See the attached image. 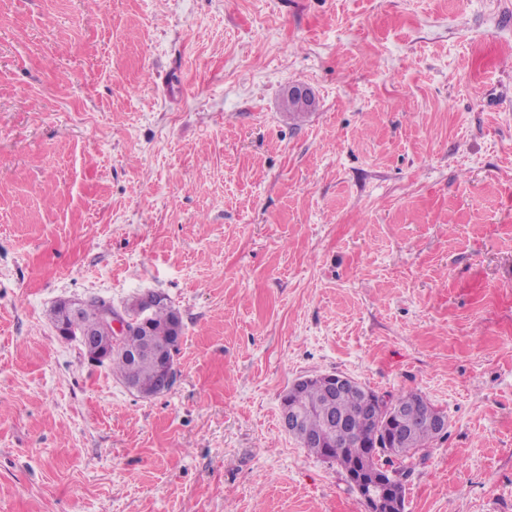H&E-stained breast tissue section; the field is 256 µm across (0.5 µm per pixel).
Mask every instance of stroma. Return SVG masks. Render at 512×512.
<instances>
[{"label": "stroma", "instance_id": "obj_1", "mask_svg": "<svg viewBox=\"0 0 512 512\" xmlns=\"http://www.w3.org/2000/svg\"><path fill=\"white\" fill-rule=\"evenodd\" d=\"M151 292L144 398L51 312ZM325 373L447 415L405 512H512V0H0V512H365ZM286 112L298 115L300 112H306L301 109H312L315 104V97L311 90L305 85H294L288 89Z\"/></svg>", "mask_w": 512, "mask_h": 512}]
</instances>
